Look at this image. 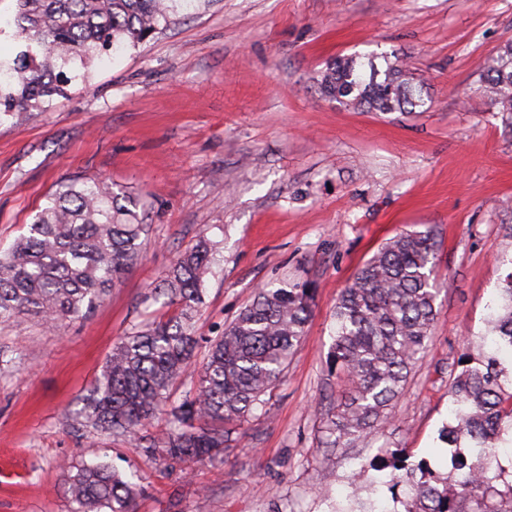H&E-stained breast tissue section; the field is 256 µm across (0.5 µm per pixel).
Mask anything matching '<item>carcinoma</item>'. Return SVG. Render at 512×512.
Returning <instances> with one entry per match:
<instances>
[{"instance_id":"cac0c4a2","label":"carcinoma","mask_w":512,"mask_h":512,"mask_svg":"<svg viewBox=\"0 0 512 512\" xmlns=\"http://www.w3.org/2000/svg\"><path fill=\"white\" fill-rule=\"evenodd\" d=\"M11 30L21 49L0 59V116L20 120L49 111L81 68L142 43L176 20L183 0H14ZM378 55L328 64L318 79L326 97L343 106L388 114L426 107L423 83L408 66ZM479 90L512 128V42L480 75ZM144 215L101 178L65 179L33 217L27 234L0 251V321L37 317L45 323L88 314L138 259L147 235ZM216 244L201 239L180 253L155 293L178 313L135 327L113 346L76 419V429L145 442L175 461L201 460L224 449L229 428L266 406L305 336L313 289L300 283L265 284L252 301L206 341L198 380L170 405L169 387L194 357V313L204 303L205 279ZM434 231L405 232L367 260L340 293L330 351L341 393L325 410L326 447L367 441L390 416L415 364L424 357L437 316ZM480 352L459 357L449 383L448 421L438 430L447 471L411 459L404 448H383L363 463L375 472L368 488H351L333 512H512V465L496 448L512 433V271L501 288ZM167 413V428L152 436L139 427ZM141 477L105 460L84 462L69 478L72 512H131ZM391 496H386V493ZM401 504L398 511L390 503Z\"/></svg>"}]
</instances>
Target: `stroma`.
I'll return each mask as SVG.
<instances>
[{
	"label": "stroma",
	"instance_id": "1",
	"mask_svg": "<svg viewBox=\"0 0 512 512\" xmlns=\"http://www.w3.org/2000/svg\"><path fill=\"white\" fill-rule=\"evenodd\" d=\"M512 41V0H195L166 30L94 61L47 112L0 120V249L26 233L69 177L132 194L149 226L141 255L84 318L0 323V512H70V465L137 471L133 512H329L361 461L407 448L438 466L449 375L512 271V129L478 90ZM395 55L426 84L427 111L383 115L324 98L338 57ZM433 229L441 286L427 356L371 443L324 464L318 404L336 300L386 242ZM216 242L198 339L220 335L258 286L307 282V333L223 456L172 462L77 432L113 345L175 307L150 301L178 252Z\"/></svg>",
	"mask_w": 512,
	"mask_h": 512
}]
</instances>
